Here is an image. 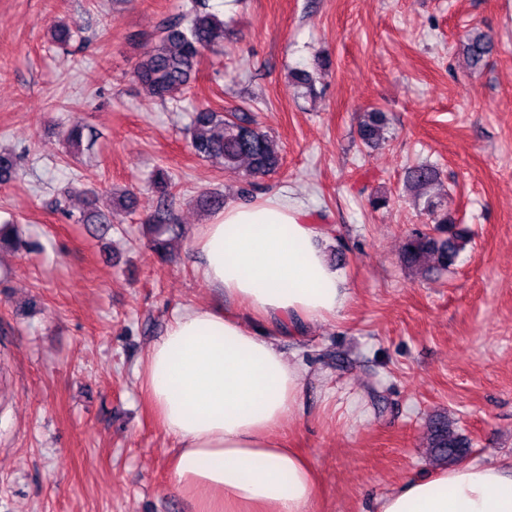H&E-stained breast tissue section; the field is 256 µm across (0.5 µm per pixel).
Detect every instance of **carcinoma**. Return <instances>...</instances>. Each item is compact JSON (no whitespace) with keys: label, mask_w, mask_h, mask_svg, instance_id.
<instances>
[{"label":"carcinoma","mask_w":512,"mask_h":512,"mask_svg":"<svg viewBox=\"0 0 512 512\" xmlns=\"http://www.w3.org/2000/svg\"><path fill=\"white\" fill-rule=\"evenodd\" d=\"M224 43V20L210 11L208 0H193L191 11L176 14L165 20L155 35V47L134 67V77L144 94L164 101L184 92L192 79L196 78L203 51ZM471 67L485 62L491 51L486 34L475 31L463 46ZM387 128L385 113L371 110L363 113L358 125V135L367 145L383 141ZM85 125L79 120L71 121L62 131L68 147L80 149L85 138ZM190 147L200 159L215 160L222 164L224 172L240 174L242 164H247L245 175L266 174L275 171L282 162L270 135L247 115H227L219 109L202 104L195 108L189 127ZM19 156L0 151V184L16 178ZM438 179L436 167L427 162L409 168L406 183L422 190ZM158 193L154 213L146 219L154 249L161 255L167 253L165 235H180V228L173 223L167 205L176 182L169 172L160 169L152 180ZM74 189L66 187L57 193L55 206L66 220L74 224H97L104 231L112 226V210L103 209L89 201L79 212L71 210L69 200ZM421 211L433 224V231H416L403 248L402 261L415 271L431 268L446 269L470 242L466 230L448 218L447 209L441 202L430 197L422 202ZM428 447L434 458L451 464L460 460L471 447V440L454 423L439 416L429 421Z\"/></svg>","instance_id":"cac0c4a2"}]
</instances>
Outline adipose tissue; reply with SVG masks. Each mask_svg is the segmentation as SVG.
Returning <instances> with one entry per match:
<instances>
[{
	"mask_svg": "<svg viewBox=\"0 0 512 512\" xmlns=\"http://www.w3.org/2000/svg\"><path fill=\"white\" fill-rule=\"evenodd\" d=\"M194 248L208 283L275 333L260 335L226 309L193 307L151 347L145 386L176 443L171 483L194 512H311L315 466L278 437L298 406L303 372L276 335L341 314L348 291L307 216L279 195L225 205ZM377 512H512V460L405 481Z\"/></svg>",
	"mask_w": 512,
	"mask_h": 512,
	"instance_id": "1",
	"label": "adipose tissue"
}]
</instances>
